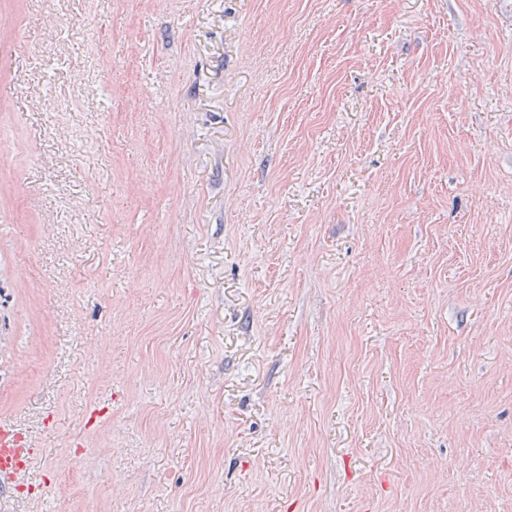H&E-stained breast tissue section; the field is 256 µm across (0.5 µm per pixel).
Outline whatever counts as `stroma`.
Wrapping results in <instances>:
<instances>
[{"label":"stroma","instance_id":"35a3bbf8","mask_svg":"<svg viewBox=\"0 0 512 512\" xmlns=\"http://www.w3.org/2000/svg\"><path fill=\"white\" fill-rule=\"evenodd\" d=\"M501 0H0V512H512ZM42 448L34 444L13 422L0 421V477L14 478L26 473Z\"/></svg>","mask_w":512,"mask_h":512}]
</instances>
